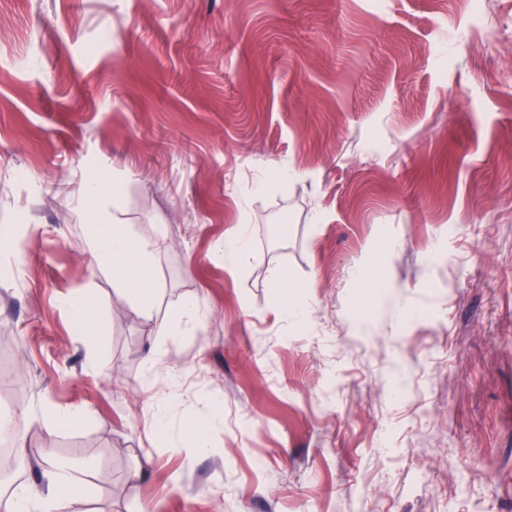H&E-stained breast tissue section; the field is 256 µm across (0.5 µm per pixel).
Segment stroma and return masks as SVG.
Returning <instances> with one entry per match:
<instances>
[{
  "mask_svg": "<svg viewBox=\"0 0 512 512\" xmlns=\"http://www.w3.org/2000/svg\"><path fill=\"white\" fill-rule=\"evenodd\" d=\"M482 9L0 0V350L25 382L0 419L76 463L75 512H512V0ZM93 173L151 252L152 318L85 250ZM248 252V242L239 231L224 238V257L231 259L233 265L243 263ZM68 310L72 322L83 331L84 337L90 341H96L99 336H94L95 329L90 327V310L87 302L79 295L73 296L68 302Z\"/></svg>",
  "mask_w": 512,
  "mask_h": 512,
  "instance_id": "1",
  "label": "stroma"
}]
</instances>
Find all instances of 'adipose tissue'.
<instances>
[{"label": "adipose tissue", "mask_w": 512, "mask_h": 512, "mask_svg": "<svg viewBox=\"0 0 512 512\" xmlns=\"http://www.w3.org/2000/svg\"><path fill=\"white\" fill-rule=\"evenodd\" d=\"M95 263L108 267L113 280L141 314L151 310L153 292L150 253L135 241L127 225L97 220L86 242ZM43 464L41 482L16 487L0 497V512H68L76 498L75 471L69 462L56 458L52 449L39 451Z\"/></svg>", "instance_id": "adipose-tissue-1"}]
</instances>
